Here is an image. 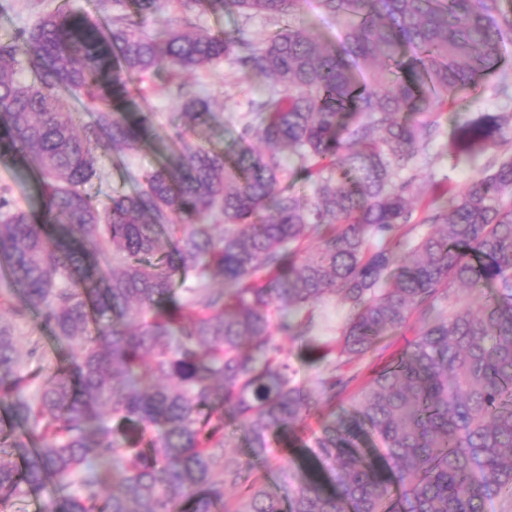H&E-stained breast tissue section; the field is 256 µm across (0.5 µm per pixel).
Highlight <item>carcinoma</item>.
Returning <instances> with one entry per match:
<instances>
[{"mask_svg": "<svg viewBox=\"0 0 512 512\" xmlns=\"http://www.w3.org/2000/svg\"><path fill=\"white\" fill-rule=\"evenodd\" d=\"M293 19L300 0H178ZM113 0L97 16L62 0L0 38V161L32 162L36 204L0 187V308L38 314L69 345L47 360L0 321V507L52 485L49 512H512V153L460 187L413 172L448 98L499 69L512 39L504 0H321L343 54L288 25L255 46L195 24L145 34L165 0ZM235 55L281 91L253 103L264 152L195 139L209 103L177 86L181 124L160 130L130 84ZM161 146L158 166L107 201L99 150ZM512 146L511 112H477L457 160ZM312 194L280 186L281 150ZM433 227L410 244L412 201ZM224 216V223L206 218ZM219 276L222 286L207 279ZM328 297L347 315L326 373L291 384L276 335ZM416 317L415 339L360 387L341 363ZM325 411L313 454L284 495L224 453L238 420L253 460ZM378 437L384 466L356 442ZM234 488L228 501L224 490Z\"/></svg>", "mask_w": 512, "mask_h": 512, "instance_id": "carcinoma-1", "label": "carcinoma"}]
</instances>
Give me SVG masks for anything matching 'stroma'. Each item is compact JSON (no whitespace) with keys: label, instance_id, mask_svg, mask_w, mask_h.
<instances>
[{"label":"stroma","instance_id":"obj_1","mask_svg":"<svg viewBox=\"0 0 512 512\" xmlns=\"http://www.w3.org/2000/svg\"><path fill=\"white\" fill-rule=\"evenodd\" d=\"M58 4L59 0H0V36L30 25L38 16L55 11ZM195 22L215 33L245 31L257 43L284 25L278 18L247 16L233 10L206 13L197 16ZM294 23L315 28L328 44L337 46L341 43L339 23L321 8L319 0H301ZM181 81L209 99L214 117L200 128L199 133L206 141L224 149L236 145L253 102L265 99L273 86L271 80L253 77L238 62L227 58L213 68L185 74L179 80L171 77L167 66H159L143 81L131 85V98L139 109L154 113L157 125H168L179 110L176 85ZM504 109L512 111V99L497 98L487 91L466 94L447 102L441 108L437 136L428 154L417 158L416 169L438 182L453 186L464 184L487 163L489 156L483 153L471 160H453L448 154V142L454 126L472 113ZM158 161V154L149 148L121 157L110 151L103 153L102 178L95 183L100 197H107L113 188L122 186L129 171L153 167ZM346 312L347 307L340 299L324 301L313 309L318 324L315 339L298 334L284 339L294 385L311 387L323 372L325 364L320 359L318 347L336 338ZM418 330L417 320H409L404 328L390 337L386 351L367 355L348 365L347 375L357 376L362 382L368 380L392 353L413 340Z\"/></svg>","mask_w":512,"mask_h":512}]
</instances>
